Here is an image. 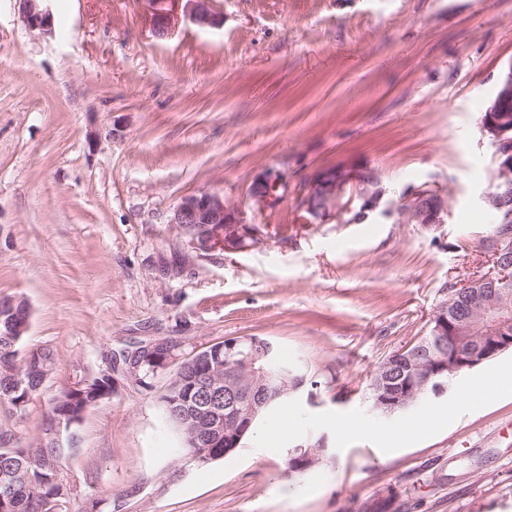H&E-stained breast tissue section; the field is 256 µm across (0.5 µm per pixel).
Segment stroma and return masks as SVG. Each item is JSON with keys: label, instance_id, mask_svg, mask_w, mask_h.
Returning <instances> with one entry per match:
<instances>
[{"label": "stroma", "instance_id": "stroma-1", "mask_svg": "<svg viewBox=\"0 0 512 512\" xmlns=\"http://www.w3.org/2000/svg\"><path fill=\"white\" fill-rule=\"evenodd\" d=\"M49 6L45 37L21 0H0V298L30 307L23 349L55 355L24 411L0 405V433L36 445L63 386L160 338L183 359L263 336L308 380L207 464L157 400L170 371L122 380L63 463L67 512H512V394L461 400L512 375V350L403 413L374 411L367 390L490 265L481 118L512 67V0H215L219 27L168 38L143 0ZM348 164L392 192L437 185L447 223H298L303 185ZM267 173L287 186L260 208L250 191ZM202 191L267 239L186 257L169 219ZM316 441L327 460L287 474L289 448Z\"/></svg>", "mask_w": 512, "mask_h": 512}]
</instances>
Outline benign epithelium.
Here are the masks:
<instances>
[{
	"mask_svg": "<svg viewBox=\"0 0 512 512\" xmlns=\"http://www.w3.org/2000/svg\"><path fill=\"white\" fill-rule=\"evenodd\" d=\"M23 20L31 30L52 34V14L47 0H21ZM150 25L158 37H167L183 21L199 27H215L220 17L214 9L215 0H144ZM496 102L488 109L483 131L494 148L498 178L483 197L484 205L498 213L504 226L498 228L496 247L491 258L492 269L475 276L463 285L472 294L471 309L465 313L443 314L430 343H422L410 361L412 375L419 382V391L430 387L441 395L447 381L465 368L512 349V253L505 247L512 238V137L508 129L500 127L494 119L500 103L512 98V68L499 81ZM283 182L276 176L266 175L255 181L251 197L260 208L279 200L277 192ZM349 197L343 206L346 214L354 215L352 223H362L370 216L393 219L398 224H443L448 216V199L443 191L432 186L408 187L395 196H386L376 172L353 165L339 169L334 178L318 171L305 184L297 208L302 224H324L336 219V212L316 205L328 198ZM170 223L177 226L183 245L189 253L203 255L215 250L239 252L248 248L246 240L252 234L245 231L248 223L244 213L233 201L216 192H201L182 197L173 208ZM176 345L161 340L154 345L136 349L126 355L124 374L139 379L141 354L152 355V360L169 364L173 361ZM257 358L248 353L230 363L224 370L221 354L209 359L200 376V388L212 393L224 386V403L207 402L201 398L191 408L194 418L193 445L199 454L208 455L213 448L224 446L225 441H239L243 436L244 416H253L262 401L256 396L254 385L264 379L262 370L255 368ZM87 408L75 409L73 400L65 401L63 411L56 419L50 436L55 451L61 455L78 447V428ZM3 494L0 505L11 508L23 493H28L33 481L31 473L21 480L16 475H0Z\"/></svg>",
	"mask_w": 512,
	"mask_h": 512,
	"instance_id": "7a95c632",
	"label": "benign epithelium"
}]
</instances>
